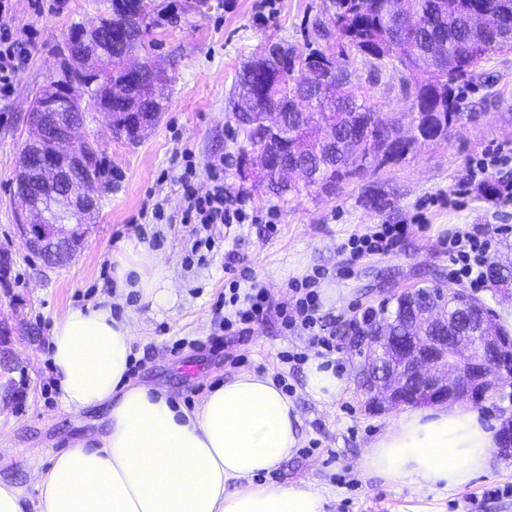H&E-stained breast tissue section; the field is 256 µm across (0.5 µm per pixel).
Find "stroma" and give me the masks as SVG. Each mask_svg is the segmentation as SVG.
<instances>
[{
  "instance_id": "stroma-1",
  "label": "stroma",
  "mask_w": 512,
  "mask_h": 512,
  "mask_svg": "<svg viewBox=\"0 0 512 512\" xmlns=\"http://www.w3.org/2000/svg\"><path fill=\"white\" fill-rule=\"evenodd\" d=\"M96 2L68 0L63 12L37 14L30 0H12L17 25L35 28L37 38L16 74L12 95L0 98V248L11 257L0 282V318L13 324L9 335H0V479L38 499L36 472L47 471L62 451L91 447L101 433L107 406L66 409L49 352L54 325L66 311L108 306L113 317L132 326L131 383L166 392L188 411L245 370L285 380L300 418V446L278 469L260 474L259 482L312 485L324 493L326 512H512V457L495 455L490 472L461 491H415L362 473V455L399 412L366 408L353 383L361 355L350 343L352 325L368 310L431 280L448 282L445 243L451 229L481 225L494 256L512 244V233L497 231L499 225H512V203L500 204L484 187L467 182L482 154L512 152V52L481 62L460 84L455 105L462 118L449 140L416 142L403 159L367 169L326 192L277 197L255 189L241 161V138L229 118L236 75L262 43L304 49L315 38L312 22L326 0H208L205 11L182 14L176 24H162L150 34V56L169 81L165 109L141 140L118 139L104 116L89 119L87 131L99 143L109 188L84 227L76 257L50 269L16 234L22 208L14 194L18 153L32 93L57 69V49L72 27L96 22ZM348 67L378 110L408 128L413 101L401 73L360 58L349 60ZM187 152L199 192L209 187L210 169L223 171L225 184L247 207L277 210V235H267L261 224L229 232L217 226L218 247L203 259L193 253L195 227L181 221L179 177ZM453 193L458 206H429L425 228H413L391 253L354 259L344 250L350 236L376 224H410L420 202ZM157 202L166 214L160 222L152 215ZM142 246L166 267L170 291L163 300L116 290L119 261L132 259ZM231 253L276 302L291 281L324 271L321 311L336 332L332 357L347 380L332 402L305 393V363L281 359L285 352H310L302 331L272 321L251 335L211 343L224 318L217 302L224 295L229 277L224 264Z\"/></svg>"
}]
</instances>
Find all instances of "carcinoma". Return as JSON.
I'll return each mask as SVG.
<instances>
[{"mask_svg": "<svg viewBox=\"0 0 512 512\" xmlns=\"http://www.w3.org/2000/svg\"><path fill=\"white\" fill-rule=\"evenodd\" d=\"M100 30L102 46L112 56L110 89L112 126L119 137L134 143L128 123L132 112H159L162 100L156 93L159 74L150 58L137 72L121 69L123 56L132 50L149 49L145 37L176 17L171 0H105ZM384 0H335V32L325 50L336 56L351 55L391 65L405 74L421 118L413 139L448 138L458 118L453 90L467 80L487 57L512 51V0H457V8H442L441 0H403L406 11L421 17L419 25L403 39L392 30L383 12ZM305 52L266 44L237 75V100L232 118L253 153L265 164L298 165L304 169L305 187L326 190L369 164L378 166L398 159L410 141L392 138L393 126L377 111L368 90L348 80L318 94L313 79L304 71ZM30 144L23 145L18 166L27 173L21 180L24 192L41 182L40 172L28 163ZM274 195L294 190L272 173L258 177ZM491 288L512 283V269L487 265ZM381 319L395 323L392 333L406 336L408 315L401 299L394 312Z\"/></svg>", "mask_w": 512, "mask_h": 512, "instance_id": "1", "label": "carcinoma"}]
</instances>
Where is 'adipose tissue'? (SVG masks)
<instances>
[{
	"instance_id": "adipose-tissue-1",
	"label": "adipose tissue",
	"mask_w": 512,
	"mask_h": 512,
	"mask_svg": "<svg viewBox=\"0 0 512 512\" xmlns=\"http://www.w3.org/2000/svg\"><path fill=\"white\" fill-rule=\"evenodd\" d=\"M132 341L130 324L107 307L57 320L50 357L62 404L109 413L97 447L65 450L39 474V512H325L311 485L255 482L299 444L298 412L269 376L239 373L191 413L130 383ZM496 448L470 406L410 411L370 443L360 468L414 489L461 491L489 471Z\"/></svg>"
}]
</instances>
